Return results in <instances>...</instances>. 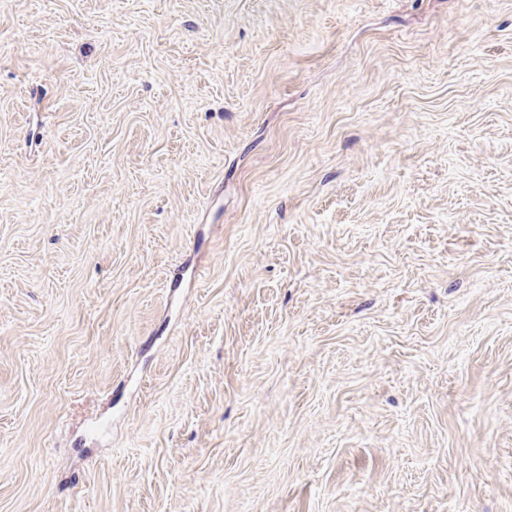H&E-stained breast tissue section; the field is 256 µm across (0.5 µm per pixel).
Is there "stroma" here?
I'll return each mask as SVG.
<instances>
[{
    "label": "stroma",
    "instance_id": "stroma-1",
    "mask_svg": "<svg viewBox=\"0 0 512 512\" xmlns=\"http://www.w3.org/2000/svg\"><path fill=\"white\" fill-rule=\"evenodd\" d=\"M0 512H512V0H0Z\"/></svg>",
    "mask_w": 512,
    "mask_h": 512
}]
</instances>
